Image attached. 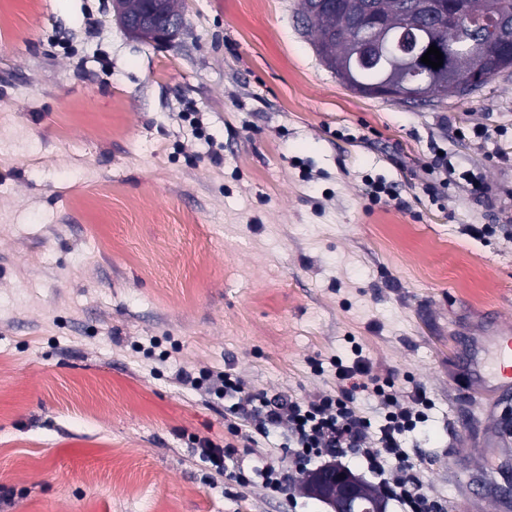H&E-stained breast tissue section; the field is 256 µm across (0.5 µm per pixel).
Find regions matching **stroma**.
<instances>
[{
    "instance_id": "stroma-1",
    "label": "stroma",
    "mask_w": 512,
    "mask_h": 512,
    "mask_svg": "<svg viewBox=\"0 0 512 512\" xmlns=\"http://www.w3.org/2000/svg\"><path fill=\"white\" fill-rule=\"evenodd\" d=\"M297 8L186 0L164 49L111 0H0V512H329L280 433L244 444L232 399L181 376L307 399L359 354L432 399L407 448L442 512H512V447L487 448L512 412L478 414L458 360L512 324V72L432 106L365 97ZM375 181L396 199L371 204ZM206 440L289 490L216 474ZM254 476L261 478V483L272 495L280 494L287 481L286 473L267 463L252 467L248 476L240 472L238 474L239 480L243 483L254 482Z\"/></svg>"
}]
</instances>
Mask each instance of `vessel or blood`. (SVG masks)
<instances>
[{
	"label": "vessel or blood",
	"mask_w": 512,
	"mask_h": 512,
	"mask_svg": "<svg viewBox=\"0 0 512 512\" xmlns=\"http://www.w3.org/2000/svg\"><path fill=\"white\" fill-rule=\"evenodd\" d=\"M483 347L485 361L465 359L471 382V395L479 410L502 405L504 395L512 391V327L501 326L486 337Z\"/></svg>",
	"instance_id": "vessel-or-blood-1"
}]
</instances>
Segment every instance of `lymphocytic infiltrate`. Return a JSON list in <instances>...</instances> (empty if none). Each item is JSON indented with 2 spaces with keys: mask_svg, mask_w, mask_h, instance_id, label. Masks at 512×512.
<instances>
[{
  "mask_svg": "<svg viewBox=\"0 0 512 512\" xmlns=\"http://www.w3.org/2000/svg\"><path fill=\"white\" fill-rule=\"evenodd\" d=\"M336 378L335 393L272 406L261 402L259 394L229 372L206 376L215 395L235 399L238 414L250 430L266 434L287 429L288 451L296 464L357 454L403 512H439L438 500L428 494L404 446L406 436L425 422L432 407L426 390L417 384L402 391L392 375L376 374L362 361L337 365ZM370 397L379 405L374 419L358 404L359 399Z\"/></svg>",
  "mask_w": 512,
  "mask_h": 512,
  "instance_id": "lymphocytic-infiltrate-1",
  "label": "lymphocytic infiltrate"
}]
</instances>
